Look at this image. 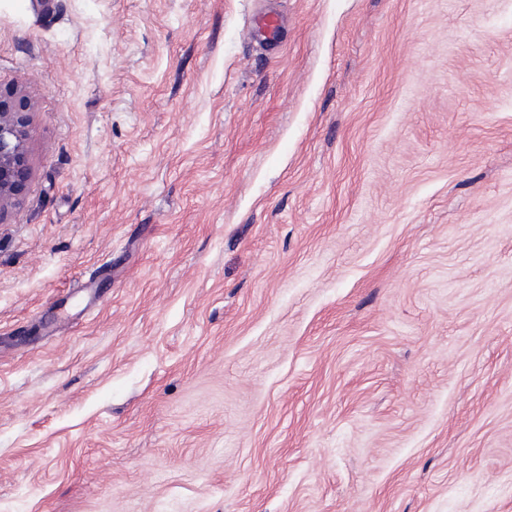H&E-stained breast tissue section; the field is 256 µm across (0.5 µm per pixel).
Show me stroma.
<instances>
[{
	"instance_id": "1",
	"label": "stroma",
	"mask_w": 512,
	"mask_h": 512,
	"mask_svg": "<svg viewBox=\"0 0 512 512\" xmlns=\"http://www.w3.org/2000/svg\"><path fill=\"white\" fill-rule=\"evenodd\" d=\"M0 0V512H512V0ZM24 95L2 100L0 92V220L18 204L30 177L27 162V110Z\"/></svg>"
}]
</instances>
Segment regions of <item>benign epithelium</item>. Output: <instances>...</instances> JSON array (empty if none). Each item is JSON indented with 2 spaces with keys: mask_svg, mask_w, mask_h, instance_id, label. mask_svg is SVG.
<instances>
[{
  "mask_svg": "<svg viewBox=\"0 0 512 512\" xmlns=\"http://www.w3.org/2000/svg\"><path fill=\"white\" fill-rule=\"evenodd\" d=\"M29 103L19 95L0 99V219L18 204L30 177L27 162V110Z\"/></svg>",
  "mask_w": 512,
  "mask_h": 512,
  "instance_id": "obj_1",
  "label": "benign epithelium"
}]
</instances>
